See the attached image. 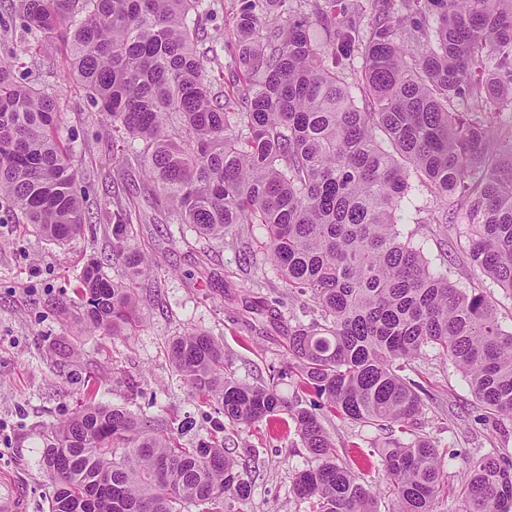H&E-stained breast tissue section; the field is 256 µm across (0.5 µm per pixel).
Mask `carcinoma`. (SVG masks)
Returning a JSON list of instances; mask_svg holds the SVG:
<instances>
[{
  "instance_id": "1",
  "label": "carcinoma",
  "mask_w": 512,
  "mask_h": 512,
  "mask_svg": "<svg viewBox=\"0 0 512 512\" xmlns=\"http://www.w3.org/2000/svg\"><path fill=\"white\" fill-rule=\"evenodd\" d=\"M230 89L218 101L191 16L208 0H18L33 50L62 44L72 78L125 135L166 217L200 237L247 243L264 230L267 260L320 319L288 328V356L321 410L410 432L424 403L403 372L433 351L467 379L495 422L512 424V332L480 287L457 288L404 241L397 211L416 177L462 214L473 268L512 297V0H378L364 27L312 0L323 34L288 0H238ZM81 18H74V14ZM361 69L348 81L350 61ZM362 105H357L356 100ZM55 95L0 60V200L62 244L90 223L59 130ZM115 281L96 263L75 289L93 331L139 322L136 285L149 260L129 243L141 223L115 213ZM191 395L226 427L286 414L320 464L297 473L310 512H374L363 472L336 460L322 417L224 373V346L191 330L169 344ZM89 382L45 449L49 512H231L251 495L242 463L217 437L186 446L164 419L97 401ZM397 512H433L443 452L417 436L379 449ZM459 512H509L512 462L472 460Z\"/></svg>"
}]
</instances>
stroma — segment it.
I'll use <instances>...</instances> for the list:
<instances>
[{"mask_svg":"<svg viewBox=\"0 0 512 512\" xmlns=\"http://www.w3.org/2000/svg\"><path fill=\"white\" fill-rule=\"evenodd\" d=\"M233 5L234 0H215L213 13L198 21L197 50L209 69L218 67L210 51L215 42L225 44L222 59L232 54L227 44ZM31 40L17 0H0V45L17 52L18 72L27 81L60 96L61 135L79 174L74 189L91 218L79 235L59 245L35 233L18 210L0 204V469L24 485L30 512H49V478L42 467L46 431L75 411L86 371L99 380L101 403L187 422L185 437L195 441L208 436L219 416L215 405L190 397L167 358L168 341L194 329L209 332L224 344L226 373L249 384L275 381L289 400L310 409L317 397L299 386L286 336L289 327L311 323L314 314L307 297L284 287L261 253L242 255L231 242L201 239L189 225L167 220L155 204L153 184L128 166L121 144L113 143L106 113L70 78L64 50L52 43L32 57L25 52ZM131 206L142 215L132 244L154 262L151 277L138 289L139 324L128 336L91 334L72 289L93 260L107 276H120V265L109 259L112 214ZM441 210L429 189L414 183L401 207L402 237L420 247L432 266L447 269L457 287L485 288L498 305L503 329L511 332L512 298L462 267L465 242L452 228L428 221ZM407 376L425 391L418 433L453 451L444 464L448 487L433 512H456L472 459L490 454L512 460V429L502 432L485 420L452 364L430 354ZM323 424L342 462L388 435L334 417ZM224 446L245 461L242 475L252 487L233 512H309L295 496L293 480L318 461L291 421L226 429Z\"/></svg>","mask_w":512,"mask_h":512,"instance_id":"35a3bbf8","label":"stroma"}]
</instances>
